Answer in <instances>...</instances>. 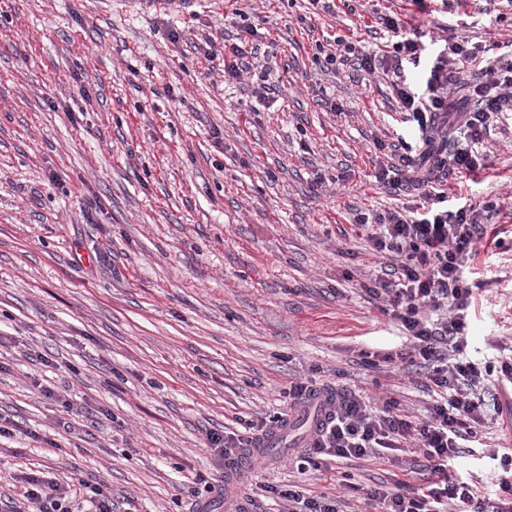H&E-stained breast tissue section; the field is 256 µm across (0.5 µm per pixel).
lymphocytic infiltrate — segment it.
Instances as JSON below:
<instances>
[{"mask_svg":"<svg viewBox=\"0 0 512 512\" xmlns=\"http://www.w3.org/2000/svg\"><path fill=\"white\" fill-rule=\"evenodd\" d=\"M382 22L397 34L389 54L358 52L354 42L336 37V45L354 56L359 70H397L420 60L422 45L403 33L399 18L386 15ZM247 36L253 28H246ZM245 40L231 45L208 42L206 54L224 62V78L237 81L255 65L248 59ZM475 67L467 85L459 130L460 140L443 134L448 115L452 74L449 62ZM400 111L412 115L422 132L416 144H403L389 162L377 163V183L399 189L408 180L425 183L420 208L391 207L375 214L360 213L355 224L365 232L368 249L396 254L397 267L385 270L368 292L380 311L395 321L406 338L404 348L385 355L384 363H403L423 375L425 389L434 400L422 415L413 416L399 401L386 398L381 406L359 391L341 394L327 424L311 434L295 460L298 472L328 473L332 461L379 460L394 467L390 481L374 486L352 482L343 473L341 483L362 496L369 512H512V452L490 449L501 472L488 490L456 462L468 443L479 441L488 427L485 382L488 377L512 383V356L497 362L468 359V312L475 284L465 270L491 234L478 209L464 203L448 206L450 175H470L483 161L477 146L489 119L512 112V56L491 55L487 46L467 37H445L444 46L429 69L424 92L406 79L394 83ZM274 420L246 423L232 434L207 432L205 446L212 451L216 469H223L257 438L274 427ZM17 493L9 512H112L103 485H86L84 503H76L70 485L49 482L33 473L13 476ZM268 496L284 501L287 512H341L337 496L300 485H266Z\"/></svg>","mask_w":512,"mask_h":512,"instance_id":"1","label":"lymphocytic infiltrate"}]
</instances>
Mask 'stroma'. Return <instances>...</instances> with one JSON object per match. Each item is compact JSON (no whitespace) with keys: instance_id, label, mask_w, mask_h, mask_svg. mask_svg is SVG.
Wrapping results in <instances>:
<instances>
[{"instance_id":"35a3bbf8","label":"stroma","mask_w":512,"mask_h":512,"mask_svg":"<svg viewBox=\"0 0 512 512\" xmlns=\"http://www.w3.org/2000/svg\"><path fill=\"white\" fill-rule=\"evenodd\" d=\"M244 4L242 19L224 0H0V415L41 436L0 438V488L33 472L104 482L112 512H228L204 434L288 412L289 382L425 401L414 372L367 363L402 333L364 291L384 260L353 222L410 201L374 182L372 158L412 126L391 78L322 68L315 45L350 35L385 53L384 14L409 18L429 59L447 32L504 45L512 0H353L318 19L308 0ZM246 23L266 102L256 77L225 83L197 50ZM482 150L485 170L451 191L502 242L474 262L469 310L471 354L493 361L512 346V112ZM305 441L289 432L233 494L333 484L294 468Z\"/></svg>"}]
</instances>
